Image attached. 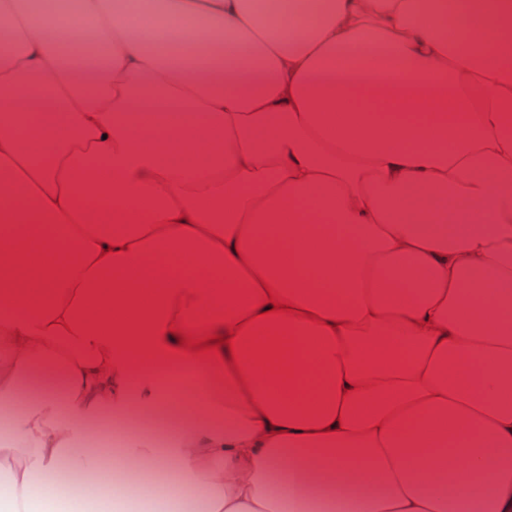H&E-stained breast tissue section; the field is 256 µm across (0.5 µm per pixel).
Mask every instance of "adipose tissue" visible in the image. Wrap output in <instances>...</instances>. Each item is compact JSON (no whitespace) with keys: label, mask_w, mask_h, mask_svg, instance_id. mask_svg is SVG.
Masks as SVG:
<instances>
[{"label":"adipose tissue","mask_w":512,"mask_h":512,"mask_svg":"<svg viewBox=\"0 0 512 512\" xmlns=\"http://www.w3.org/2000/svg\"><path fill=\"white\" fill-rule=\"evenodd\" d=\"M469 10L0 0V512L81 503L104 412L118 498L512 512V0Z\"/></svg>","instance_id":"adipose-tissue-1"}]
</instances>
